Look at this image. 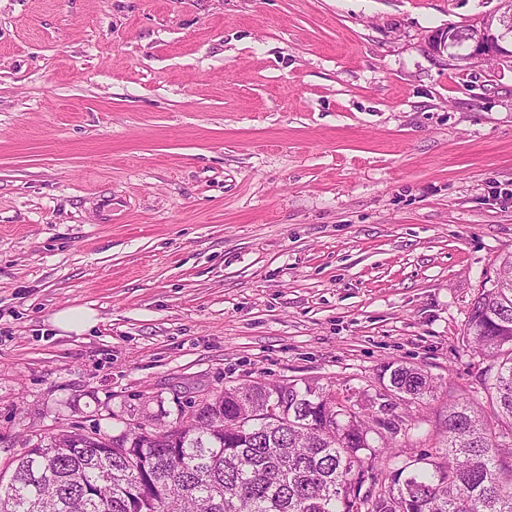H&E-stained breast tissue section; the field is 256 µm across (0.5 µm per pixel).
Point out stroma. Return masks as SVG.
Wrapping results in <instances>:
<instances>
[{
	"label": "stroma",
	"mask_w": 512,
	"mask_h": 512,
	"mask_svg": "<svg viewBox=\"0 0 512 512\" xmlns=\"http://www.w3.org/2000/svg\"><path fill=\"white\" fill-rule=\"evenodd\" d=\"M500 0H0V471L264 379L481 402L512 254V63L429 53ZM93 309L81 334L56 328ZM96 322L95 312L84 307L61 310L53 318L55 327L64 332H73L75 334L87 331L93 327Z\"/></svg>",
	"instance_id": "obj_1"
}]
</instances>
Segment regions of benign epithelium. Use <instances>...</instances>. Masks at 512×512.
I'll return each mask as SVG.
<instances>
[{
  "label": "benign epithelium",
  "instance_id": "7a95c632",
  "mask_svg": "<svg viewBox=\"0 0 512 512\" xmlns=\"http://www.w3.org/2000/svg\"><path fill=\"white\" fill-rule=\"evenodd\" d=\"M469 42V59L482 61L486 58L502 60L512 56V10L478 18L470 23L467 30L459 27L448 32H434L428 37L431 51L441 54L453 48L461 39Z\"/></svg>",
  "mask_w": 512,
  "mask_h": 512
}]
</instances>
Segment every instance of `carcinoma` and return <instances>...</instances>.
Returning a JSON list of instances; mask_svg holds the SVG:
<instances>
[{
  "label": "carcinoma",
  "instance_id": "carcinoma-1",
  "mask_svg": "<svg viewBox=\"0 0 512 512\" xmlns=\"http://www.w3.org/2000/svg\"><path fill=\"white\" fill-rule=\"evenodd\" d=\"M496 276L504 285L482 289L463 335L491 359L479 375L489 407L449 402L436 425L443 448L384 469L409 430L399 403L434 389L417 365H381L379 384L398 401L380 392L365 413L330 388L255 381L245 400L226 387L162 433L127 426L110 448L97 430L26 442L0 474V512H512V255ZM285 390L286 417L271 425L262 415ZM378 464L385 477L363 488Z\"/></svg>",
  "mask_w": 512,
  "mask_h": 512
}]
</instances>
